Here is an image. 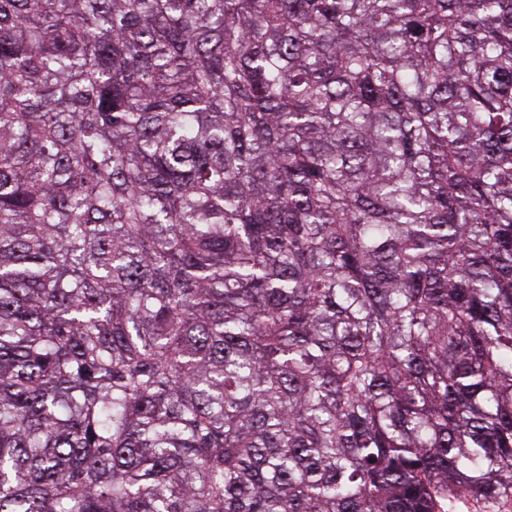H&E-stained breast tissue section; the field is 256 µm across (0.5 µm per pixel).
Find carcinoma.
I'll return each instance as SVG.
<instances>
[{
	"label": "carcinoma",
	"instance_id": "carcinoma-1",
	"mask_svg": "<svg viewBox=\"0 0 512 512\" xmlns=\"http://www.w3.org/2000/svg\"><path fill=\"white\" fill-rule=\"evenodd\" d=\"M0 512H512V0H0Z\"/></svg>",
	"mask_w": 512,
	"mask_h": 512
}]
</instances>
